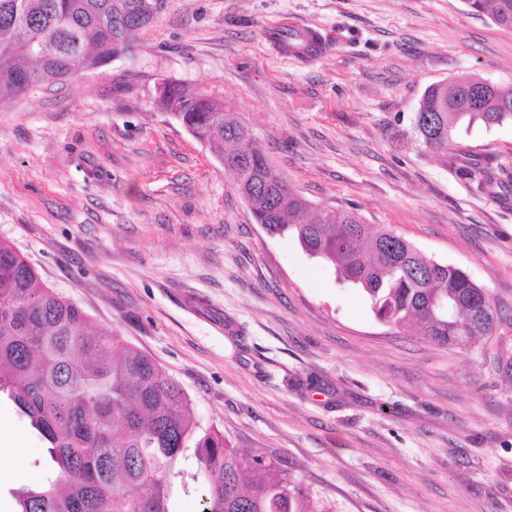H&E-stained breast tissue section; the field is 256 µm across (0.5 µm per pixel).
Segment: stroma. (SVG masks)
I'll return each instance as SVG.
<instances>
[{"mask_svg":"<svg viewBox=\"0 0 512 512\" xmlns=\"http://www.w3.org/2000/svg\"><path fill=\"white\" fill-rule=\"evenodd\" d=\"M328 36L312 63L266 31ZM512 89V29L463 0H166L132 52L0 103V240L42 282L152 358L195 418L284 456L327 512H512V197L458 151L512 165V121L414 131L425 89ZM224 101L314 207L350 209L463 270L500 319L465 349L373 314L296 238L269 236L233 175L157 106L162 81ZM49 475L0 396V512ZM458 171L462 177L475 183L479 190L495 191L498 188L503 194L502 189L508 192L509 186L512 185V171L507 166L492 168L466 161L458 167Z\"/></svg>","mask_w":512,"mask_h":512,"instance_id":"stroma-1","label":"stroma"}]
</instances>
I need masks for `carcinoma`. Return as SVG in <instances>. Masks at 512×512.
I'll return each mask as SVG.
<instances>
[{
  "label": "carcinoma",
  "mask_w": 512,
  "mask_h": 512,
  "mask_svg": "<svg viewBox=\"0 0 512 512\" xmlns=\"http://www.w3.org/2000/svg\"><path fill=\"white\" fill-rule=\"evenodd\" d=\"M143 0H0V102L43 84L104 66L157 18ZM512 29V0H465ZM459 78L428 87L414 127L425 149L446 153L458 125L512 121V90L493 88L473 107ZM160 109L221 154L251 153L245 187L253 218L271 235L291 234L311 258L334 265L361 287L376 317L441 346L488 336L497 313L486 291L459 268L424 257L406 239L373 229L348 210L315 208L269 163L259 143L224 126V102L191 96L174 81L158 90ZM479 190L509 189L512 170L466 162ZM444 300L453 316L441 314ZM0 392L46 443L47 484L16 492L17 512H172L175 488L188 489L180 462L206 488L203 512H323L288 462L259 449L232 448L201 428L183 388L148 356L44 286L33 266L0 241Z\"/></svg>",
  "instance_id": "obj_1"
}]
</instances>
